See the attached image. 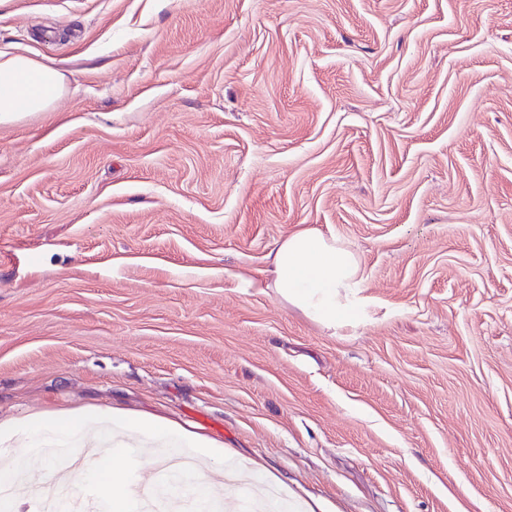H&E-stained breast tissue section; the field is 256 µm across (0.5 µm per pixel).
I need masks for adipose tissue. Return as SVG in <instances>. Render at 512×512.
I'll return each instance as SVG.
<instances>
[{
  "instance_id": "adipose-tissue-1",
  "label": "adipose tissue",
  "mask_w": 512,
  "mask_h": 512,
  "mask_svg": "<svg viewBox=\"0 0 512 512\" xmlns=\"http://www.w3.org/2000/svg\"><path fill=\"white\" fill-rule=\"evenodd\" d=\"M63 73L28 51L0 53V122L22 112L48 110L61 96ZM265 287L275 289L287 303L331 330H352L371 312L362 295L364 279L357 256L336 237L303 229L281 239L266 256ZM103 415L91 411H62L49 417L34 415L23 422H0V446L8 454L0 460V481L13 485L15 499L0 502V512H18L31 496L33 459L48 460L53 481L68 480L75 455H84L85 479L108 512H143L145 503L133 489L136 469L151 464L157 448L188 449L199 465L195 475L209 502L223 504L237 495L234 485L220 483L224 451L197 438L186 441L174 431L133 419H116L121 439L104 436Z\"/></svg>"
}]
</instances>
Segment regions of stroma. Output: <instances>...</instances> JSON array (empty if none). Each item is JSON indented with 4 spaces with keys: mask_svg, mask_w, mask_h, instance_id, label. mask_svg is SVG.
I'll return each instance as SVG.
<instances>
[{
    "mask_svg": "<svg viewBox=\"0 0 512 512\" xmlns=\"http://www.w3.org/2000/svg\"><path fill=\"white\" fill-rule=\"evenodd\" d=\"M0 420L206 438L301 512H512V0H0ZM309 228L378 310L271 288ZM64 74L31 56L27 50L0 52V122L20 112H44L61 96ZM265 272V288L335 334L372 312L361 295L360 261L334 236L309 229L289 234L267 254Z\"/></svg>",
    "mask_w": 512,
    "mask_h": 512,
    "instance_id": "1",
    "label": "stroma"
}]
</instances>
